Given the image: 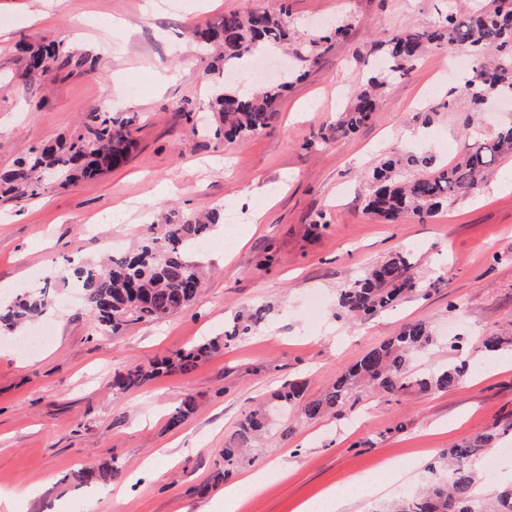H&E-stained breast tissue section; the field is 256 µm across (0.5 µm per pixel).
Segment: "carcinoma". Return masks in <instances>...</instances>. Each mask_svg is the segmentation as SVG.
<instances>
[{
    "mask_svg": "<svg viewBox=\"0 0 512 512\" xmlns=\"http://www.w3.org/2000/svg\"><path fill=\"white\" fill-rule=\"evenodd\" d=\"M287 16L288 5L283 3L277 13L265 9L246 14L227 12L214 25L189 31L191 39L215 51V64L209 68L213 87L211 109L218 114L220 124L214 135L231 141L258 134L271 125L275 104L289 81L282 78L246 95L226 86V67L258 49L290 40ZM347 31L348 26L341 25L331 34L312 41L301 60L311 65L324 43L333 37H345ZM436 42L446 43L450 48L465 47L480 60L468 81L472 106L481 105L489 96H512V0H491L490 6L479 12H451L440 25L416 24L397 29L387 40L373 44L372 49L385 50L386 68L371 77L368 88L351 94L337 128L347 134L367 124L378 110V90L393 78L407 76L425 49ZM22 51L27 68L43 74L51 72L59 58L71 57V52L56 40L27 43ZM138 121L135 112L95 109L84 113L80 126L69 138L34 147L10 169L1 172L0 194L33 199L48 189L42 179L48 170L56 173L59 187L65 188L123 165L134 147L132 134L138 129ZM506 157H512V123L503 125L490 140L473 144L460 161L448 165L434 166L431 156L411 154L404 160L388 158L373 170L364 208L391 223L411 215L424 222L448 198L475 189L488 166L495 159ZM404 162L418 164L424 172L399 183L395 180V170ZM223 217L224 211L213 209L202 216L168 218L160 234L155 232V225L149 224L132 251L111 256L103 264L85 262L71 268L69 276L74 287L81 291L97 331L107 333L132 322L160 321L190 306L200 292L204 273L201 265L191 260L187 248L207 240L212 226ZM410 269L407 257L398 253L340 289L336 317L372 315L390 309L405 296L425 295V289L414 280ZM51 304L52 295L46 285L22 289L12 299L0 301V335L12 334L42 317ZM268 313L264 306L253 307L236 317L218 339L200 341L173 359L139 363L115 374L113 393L124 394L140 388L171 370L193 369L220 345L244 339L252 326L264 320ZM435 344L429 325L423 321L407 323L397 335L349 366L320 396L307 399L304 383L290 381L273 395L275 406L286 411L298 405L306 418L314 420L330 412L353 409L363 390L376 389L390 398L415 387L421 391H446L467 376L468 354L464 341L458 337L450 345L457 352L458 361L423 376L414 370V357ZM482 346L488 353L512 351V335L488 336ZM194 411V399L185 397L175 408L169 425L178 426ZM266 420L262 404L245 415L222 449L224 469L217 471L215 480L225 479L250 462L245 452L265 432ZM494 441L495 435L487 433L445 450L443 472L434 473L425 491L401 501L388 512H512L511 486L490 496L474 493L477 474L473 462ZM120 473L119 462L105 457L95 466L78 471L72 479L81 486H92L113 480Z\"/></svg>",
    "mask_w": 512,
    "mask_h": 512,
    "instance_id": "1",
    "label": "carcinoma"
}]
</instances>
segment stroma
Wrapping results in <instances>:
<instances>
[{"mask_svg":"<svg viewBox=\"0 0 512 512\" xmlns=\"http://www.w3.org/2000/svg\"><path fill=\"white\" fill-rule=\"evenodd\" d=\"M489 0H65L38 21L40 0H0V171L30 149L73 132L81 113L136 112L141 123L129 161L101 178L34 199L0 200V288L51 283L50 335L39 349L14 341L0 356V512H224V491L206 496L225 441L240 420L282 383L302 380L319 396L348 365L426 322L439 346L419 355L427 373L454 361L448 343L467 340L481 358L483 337L512 328V159L488 169L468 196L449 198L433 218L386 224L363 209L372 170L390 155L433 157L443 165L468 144L492 138L512 112L489 102L481 111L446 108L448 87L463 88L447 46L430 47L407 77L390 80L372 120L350 135L313 143L333 128L371 64L356 63L373 40L413 24L436 26L446 14ZM288 7L297 42L348 20L346 38L329 41L317 64L289 86L272 125L233 141L194 132L183 113L204 115L211 102V53L189 39L191 26L226 12ZM120 19L112 32V19ZM63 42L70 60L52 83L23 77L16 46ZM140 90L128 96V82ZM220 208L212 249L199 261L202 291L182 313L98 334L72 282L74 258L97 260L110 242L132 247L161 214ZM260 210L251 223V210ZM327 228H318L320 217ZM409 254L426 295L402 298L365 319H336L340 288L395 253ZM269 307L252 336L217 350L194 370L174 371L125 394L114 372L175 356L223 335L239 312ZM195 412L168 420L184 396ZM291 418L294 432L281 437ZM499 434L489 489L512 474V352L448 391L409 390L393 401L364 393L354 411L318 420L273 413L257 460L263 489L236 512H297L305 500L348 476L389 465L401 470L384 489L347 500L340 512H373L415 496L427 467L451 445ZM115 457L122 476L94 487L74 471Z\"/></svg>","mask_w":512,"mask_h":512,"instance_id":"35a3bbf8","label":"stroma"}]
</instances>
